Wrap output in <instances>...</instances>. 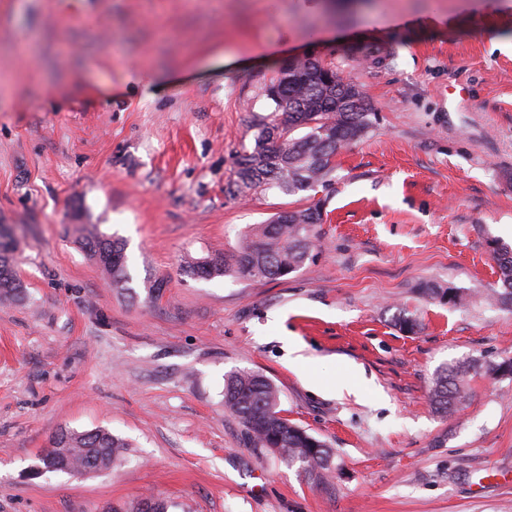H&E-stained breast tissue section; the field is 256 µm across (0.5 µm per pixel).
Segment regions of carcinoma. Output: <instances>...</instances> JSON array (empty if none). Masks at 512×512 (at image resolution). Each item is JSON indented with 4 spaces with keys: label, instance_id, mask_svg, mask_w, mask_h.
Instances as JSON below:
<instances>
[{
    "label": "carcinoma",
    "instance_id": "1",
    "mask_svg": "<svg viewBox=\"0 0 512 512\" xmlns=\"http://www.w3.org/2000/svg\"><path fill=\"white\" fill-rule=\"evenodd\" d=\"M297 69L303 79L272 98L274 112L254 124L253 145L237 160L236 179L228 194L262 192L275 188L286 195L308 192L331 184L336 156L342 149L367 137L376 114L368 104L355 109L348 94L314 76L313 67L302 62ZM322 223L318 204L295 210L289 217L275 214L267 223L248 228L238 248L230 254L187 262L192 275L207 278L235 274L253 281L279 279L299 269L310 257ZM82 245L108 275L112 287L126 289L130 282L125 244L82 226ZM15 240L0 230V297L15 298L23 285L15 270ZM502 287L492 289L491 304L512 309V249H491ZM512 379V358L484 368L458 363L442 369L429 391V401L438 413L447 415L473 394L472 381L481 373ZM279 391L264 375L237 371L224 379V408L245 426L255 445L279 453L288 463H297L310 477L325 480L334 470L333 453L304 428L280 415ZM128 442L106 429L65 430L51 448L38 458L34 474L61 471L84 476L107 470L121 460Z\"/></svg>",
    "mask_w": 512,
    "mask_h": 512
}]
</instances>
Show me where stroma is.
<instances>
[{
    "label": "stroma",
    "mask_w": 512,
    "mask_h": 512,
    "mask_svg": "<svg viewBox=\"0 0 512 512\" xmlns=\"http://www.w3.org/2000/svg\"><path fill=\"white\" fill-rule=\"evenodd\" d=\"M361 2L0 0V225L24 285L0 300V512H512V381L446 417L428 402L442 368L512 357V310L485 300L490 241L512 247V0ZM306 58L362 89L374 131L314 199L226 195L267 86ZM314 200L295 272H188ZM84 224L124 240L128 289ZM241 370L332 448L328 480L225 411ZM99 427L128 440L120 463L29 477L55 433Z\"/></svg>",
    "instance_id": "stroma-1"
}]
</instances>
